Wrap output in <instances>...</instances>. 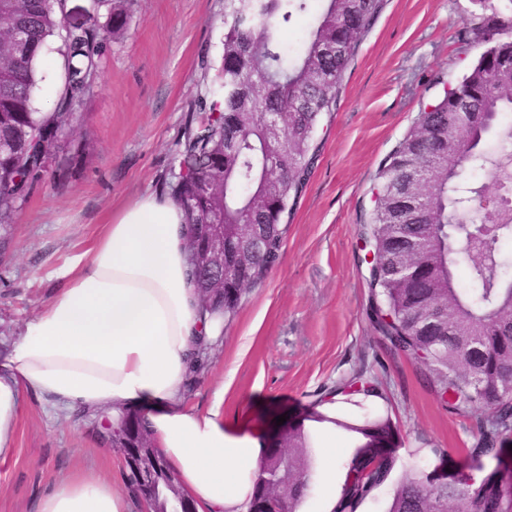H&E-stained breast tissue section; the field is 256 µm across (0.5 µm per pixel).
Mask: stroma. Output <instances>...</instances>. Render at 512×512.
Listing matches in <instances>:
<instances>
[{
	"instance_id": "stroma-1",
	"label": "stroma",
	"mask_w": 512,
	"mask_h": 512,
	"mask_svg": "<svg viewBox=\"0 0 512 512\" xmlns=\"http://www.w3.org/2000/svg\"><path fill=\"white\" fill-rule=\"evenodd\" d=\"M474 11L471 0H386L344 73L335 112L316 131L318 153L288 218L282 257L247 291L223 344L202 354L187 388L190 407L204 412L223 398L225 422H246L270 444L278 416L290 426L308 421L364 370L378 398L337 403L336 416L390 417L399 470L479 477L512 466V450L470 456L476 419L449 412L420 366L380 341L361 236L380 161L421 105L482 53ZM223 35L224 0H137L124 32L104 47L81 128L57 154L59 179L35 180L0 238V359L113 213L163 193L198 95L218 87ZM94 420L25 395L14 452L0 461V512H38L42 496L72 476L126 488L123 460L98 442ZM326 445L315 436V481L301 512H332L340 494L351 437L340 430L333 453Z\"/></svg>"
}]
</instances>
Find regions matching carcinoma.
Here are the masks:
<instances>
[{"instance_id":"cac0c4a2","label":"carcinoma","mask_w":512,"mask_h":512,"mask_svg":"<svg viewBox=\"0 0 512 512\" xmlns=\"http://www.w3.org/2000/svg\"><path fill=\"white\" fill-rule=\"evenodd\" d=\"M108 6L101 28L88 29L57 15L53 0H0V233L8 232L32 181L48 172L59 136L71 132L94 90L103 47L128 25L134 0H93ZM321 14L301 53L289 59L283 35L309 10V0H224L221 90L198 96L200 113L178 143L168 190L194 224L226 223L224 280L205 312L233 321L246 291L278 263L289 202L305 188L317 152L315 132L336 109L342 75L380 14L384 0H321ZM484 51L462 78L418 112L413 126L379 165L374 207L364 225L377 247L370 273V316L390 349L425 368L440 403L458 415L482 409L471 453L496 456L512 445V280L502 278L501 243L512 223L479 227V247L462 258L473 287L458 286L459 261L448 238V211L462 204L456 187L466 168L488 166L487 139L499 117L512 112V0H472ZM61 39L64 76L53 107L41 111L40 53ZM476 115L450 123L459 102ZM277 112L282 127L270 136L259 113ZM441 168L413 183L407 170L432 161ZM418 241L422 250L410 244ZM199 299L216 273L188 262ZM137 435L151 436L144 415L125 409L115 418ZM355 446L333 512H358L391 477L398 462L391 420L361 424L326 416ZM286 448H266L257 463L248 509L273 494L288 512L299 506L315 469L311 436L285 433ZM298 481L281 485V466ZM387 512H512V482L493 470L479 479L459 473L440 478L404 471Z\"/></svg>"}]
</instances>
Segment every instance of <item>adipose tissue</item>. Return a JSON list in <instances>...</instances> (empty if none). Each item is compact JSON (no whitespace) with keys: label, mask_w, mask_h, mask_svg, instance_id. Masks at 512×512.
<instances>
[{"label":"adipose tissue","mask_w":512,"mask_h":512,"mask_svg":"<svg viewBox=\"0 0 512 512\" xmlns=\"http://www.w3.org/2000/svg\"><path fill=\"white\" fill-rule=\"evenodd\" d=\"M185 215L146 196L119 212L68 281L30 321L0 372V458L11 452L21 398L60 411L142 408L157 447L198 512H246L261 439L226 425L221 403L185 406L193 352L213 348L224 317L200 316L187 275ZM129 492L99 479L64 481L39 512H130Z\"/></svg>","instance_id":"1"}]
</instances>
